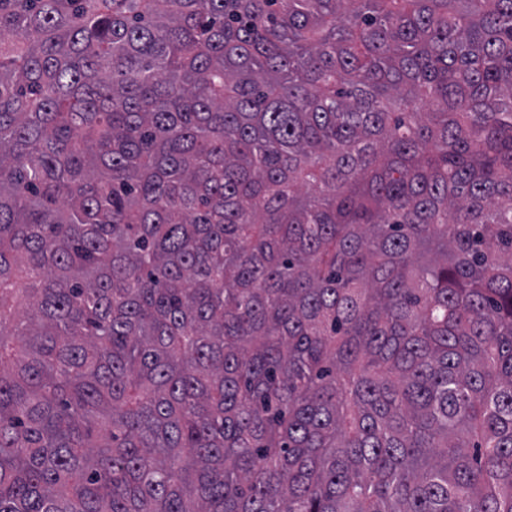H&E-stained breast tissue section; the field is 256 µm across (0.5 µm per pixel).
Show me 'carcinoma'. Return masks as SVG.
I'll return each instance as SVG.
<instances>
[{"label":"carcinoma","mask_w":512,"mask_h":512,"mask_svg":"<svg viewBox=\"0 0 512 512\" xmlns=\"http://www.w3.org/2000/svg\"><path fill=\"white\" fill-rule=\"evenodd\" d=\"M0 512H512V0H0Z\"/></svg>","instance_id":"obj_1"}]
</instances>
